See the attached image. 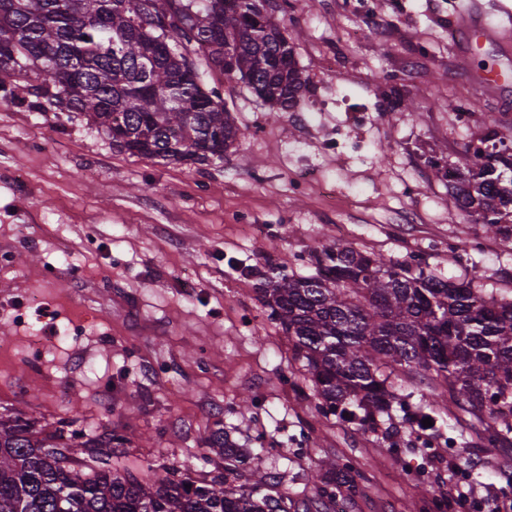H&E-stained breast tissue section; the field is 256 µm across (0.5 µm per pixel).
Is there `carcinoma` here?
Here are the masks:
<instances>
[{
  "instance_id": "cac0c4a2",
  "label": "carcinoma",
  "mask_w": 512,
  "mask_h": 512,
  "mask_svg": "<svg viewBox=\"0 0 512 512\" xmlns=\"http://www.w3.org/2000/svg\"><path fill=\"white\" fill-rule=\"evenodd\" d=\"M173 22L154 24L149 0H0V89L14 100H43L78 112L132 155L205 165L242 137L224 100L205 91L197 60L244 83L285 112L307 90L288 35L255 16L271 0H164ZM193 71L198 83L186 81ZM436 168L459 208L512 245V154L467 150L461 166ZM309 276L266 277L257 288L269 317L308 375L316 411L389 413L412 375L448 391V402L482 437L512 444V299L484 294L486 273L450 280L412 261H393L338 242L315 251ZM130 438L116 430L40 424L22 412L0 415V512H299L279 490V474L235 449L220 430L195 469L164 461L125 463ZM321 506L362 493L355 478L336 483V461L311 475Z\"/></svg>"
}]
</instances>
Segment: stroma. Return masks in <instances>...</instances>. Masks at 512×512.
I'll return each instance as SVG.
<instances>
[{"instance_id":"stroma-1","label":"stroma","mask_w":512,"mask_h":512,"mask_svg":"<svg viewBox=\"0 0 512 512\" xmlns=\"http://www.w3.org/2000/svg\"><path fill=\"white\" fill-rule=\"evenodd\" d=\"M273 2L308 89L276 114L207 71L243 133L208 165L117 151L83 115L0 91V414L116 428L131 462L182 468L221 426L295 500L329 455L363 485L345 512H457L480 483L512 498V447L448 429L431 380L372 428L318 415L256 293L270 268L312 274L315 249L347 241L448 279L481 267L486 293L512 297V248L434 171L487 132L512 138V90L477 85L512 77V35L465 50L449 0ZM42 324L57 343L35 354Z\"/></svg>"}]
</instances>
